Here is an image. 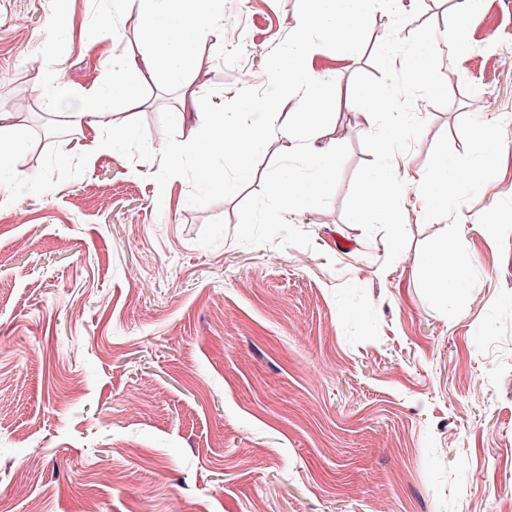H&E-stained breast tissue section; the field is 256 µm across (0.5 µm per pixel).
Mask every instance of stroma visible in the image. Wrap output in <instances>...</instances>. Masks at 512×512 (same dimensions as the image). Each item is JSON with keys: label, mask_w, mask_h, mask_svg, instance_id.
I'll return each mask as SVG.
<instances>
[{"label": "stroma", "mask_w": 512, "mask_h": 512, "mask_svg": "<svg viewBox=\"0 0 512 512\" xmlns=\"http://www.w3.org/2000/svg\"><path fill=\"white\" fill-rule=\"evenodd\" d=\"M399 7L414 14L401 37L433 24L447 58L457 0ZM306 8L224 0L242 25L197 45L188 80L202 110L239 122L242 103L262 102ZM127 13L113 0H0V109L33 104L0 170V512H512V223L489 221L512 213V69L500 65L512 0L467 21L449 105L425 104L424 132L394 159L400 179L424 174L441 133L463 151L473 89L495 100L481 119L503 123L508 149L458 211L478 282L453 318L418 280L420 248L446 220L425 221L408 194V243L389 265L383 233L344 218L374 159L352 81L379 76L387 13L350 57L316 39L309 68L334 76L332 117L304 145L333 150L336 169L287 209L277 184L305 159L277 140L246 168L221 161L228 195L198 191L191 165L169 170L180 95L161 69L140 86L144 106L115 100L131 127L115 154L76 152L83 89L140 47Z\"/></svg>", "instance_id": "stroma-1"}]
</instances>
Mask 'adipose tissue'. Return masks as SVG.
Segmentation results:
<instances>
[{
	"instance_id": "adipose-tissue-1",
	"label": "adipose tissue",
	"mask_w": 512,
	"mask_h": 512,
	"mask_svg": "<svg viewBox=\"0 0 512 512\" xmlns=\"http://www.w3.org/2000/svg\"><path fill=\"white\" fill-rule=\"evenodd\" d=\"M219 0H139L132 20L139 33L141 46L137 54L116 56L107 80L94 83L84 94L74 119L90 129L79 149L86 158L113 153L116 144L100 130L99 118L114 119L119 111L115 99L137 101V87L142 77L157 68H164L172 83L182 86V102L197 108L196 90L185 87L184 78L196 63V46L202 38L213 35L219 22ZM310 6L298 21L288 49L277 65L276 77L270 84L268 98L278 100V110L260 105L254 120L237 125L235 134L224 130L223 117L198 111L197 124L183 140L166 150L171 170H179L184 160H193L199 190L223 184L224 177L217 159H249L264 151L273 139L287 143L289 154L301 152L302 145L293 128L284 118V108H294L311 133H319L325 121L323 102L327 83L309 75L307 61L314 35H321L346 56L352 50L355 33L364 26L367 16L375 10H390L394 0H309ZM306 89L300 98L292 93L298 84ZM354 98L360 116L372 126L380 117H390L385 129L388 140H396L402 132L400 117L403 106L391 90L376 94L357 89Z\"/></svg>"
}]
</instances>
